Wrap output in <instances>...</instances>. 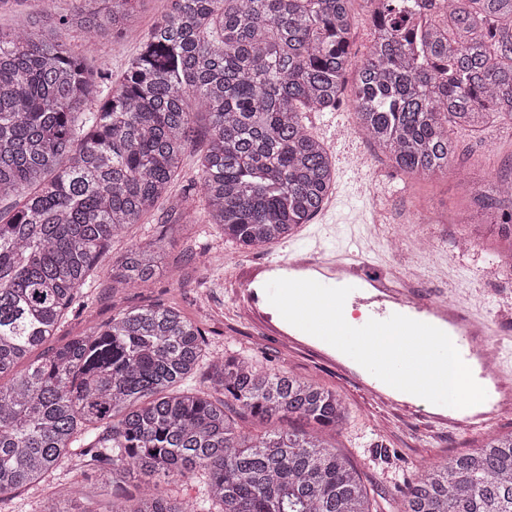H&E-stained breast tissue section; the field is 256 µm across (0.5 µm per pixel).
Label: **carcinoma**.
I'll use <instances>...</instances> for the list:
<instances>
[{
  "mask_svg": "<svg viewBox=\"0 0 512 512\" xmlns=\"http://www.w3.org/2000/svg\"><path fill=\"white\" fill-rule=\"evenodd\" d=\"M74 2L0 29V504L48 485L37 512H371L322 439L345 422L336 392L251 355L210 357L206 331L172 305L51 339L113 239L162 205L186 226L203 214L243 250L309 223L336 169L307 113L336 109L352 71L358 130L404 173L448 170L456 129L512 125V0H422L419 20L410 0H366L375 36L360 62L350 0H171L108 91L62 31L124 34L137 0ZM200 134L197 183L176 197ZM507 198L505 175L474 204L512 239ZM157 243L128 242L112 278L148 282ZM243 417L313 430L252 433ZM73 457L111 476L112 498L84 497L75 474L54 483ZM185 480L198 483L190 502ZM402 512H512V432L425 469Z\"/></svg>",
  "mask_w": 512,
  "mask_h": 512,
  "instance_id": "1",
  "label": "carcinoma"
}]
</instances>
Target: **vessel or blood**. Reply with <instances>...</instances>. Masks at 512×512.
Wrapping results in <instances>:
<instances>
[{"label": "vessel or blood", "mask_w": 512, "mask_h": 512, "mask_svg": "<svg viewBox=\"0 0 512 512\" xmlns=\"http://www.w3.org/2000/svg\"><path fill=\"white\" fill-rule=\"evenodd\" d=\"M238 277L240 286L233 300L240 312L257 327L260 335L278 337L285 344L291 343L298 330L283 318L267 313L266 292L255 287V279L266 282L276 278L312 279L330 287L347 286L351 293L346 299V308H365L367 318L385 320L402 314L440 328L449 335L474 379L487 392L479 419L490 420L499 415L498 383L505 380L506 375L500 368L499 355L485 350L477 342L475 320L464 309L443 301L421 299L415 289L403 285L379 287L381 271L355 254L319 252L276 264L243 266Z\"/></svg>", "instance_id": "1"}]
</instances>
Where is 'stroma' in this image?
<instances>
[{
  "label": "stroma",
  "instance_id": "1",
  "mask_svg": "<svg viewBox=\"0 0 512 512\" xmlns=\"http://www.w3.org/2000/svg\"><path fill=\"white\" fill-rule=\"evenodd\" d=\"M138 43L128 38L97 41L90 64L117 78ZM352 104L333 112L308 115L311 132L330 155L349 147L365 160L368 176L356 183L349 169H337L335 209L317 214L288 239L261 252H245L225 242L211 225L170 227L164 211L131 228L134 236L161 237L155 256V276L142 287L111 290L109 270L123 239H115L87 290V304L69 315L63 335L74 336L108 321L120 310L144 304L179 306L206 330L214 356L247 350L264 366L292 372L324 385L340 396L346 419L339 431L326 434L358 473L378 512H393L401 502L405 477H417L429 465L478 447L493 435L512 431V415L471 428L443 424L428 427L416 413L392 419L391 409L352 382L339 367L307 350L288 351L259 339L254 326L241 318L227 288L236 268L274 262L306 251L319 235L328 252H345L362 242L371 262L393 279L413 280L421 296L446 300L487 320L493 330L486 340L512 366V268L501 265L512 241L496 226L476 227L466 219L475 211L474 197L500 175L512 172V126L494 124L477 133L460 131L454 138L457 155L447 174L411 175L353 134Z\"/></svg>",
  "mask_w": 512,
  "mask_h": 512
}]
</instances>
